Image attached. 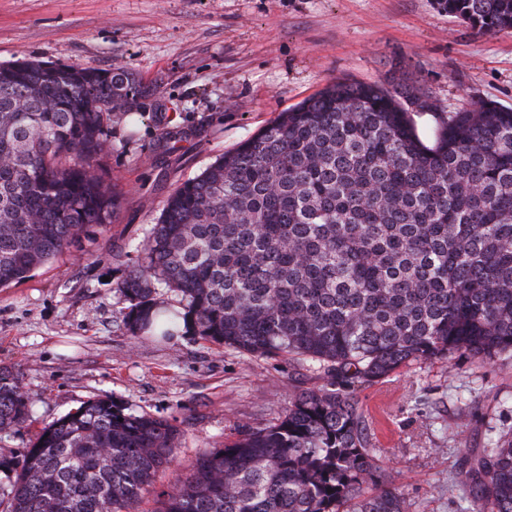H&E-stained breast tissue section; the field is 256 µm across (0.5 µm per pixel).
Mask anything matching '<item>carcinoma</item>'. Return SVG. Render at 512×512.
<instances>
[{"mask_svg":"<svg viewBox=\"0 0 512 512\" xmlns=\"http://www.w3.org/2000/svg\"><path fill=\"white\" fill-rule=\"evenodd\" d=\"M482 34L512 29V0H438ZM393 89L334 82L279 114L167 198L118 286L134 333L175 335L156 302L182 299L185 330L252 357L319 365L281 420L202 453L155 512H405L360 495L378 467L348 389L410 361L512 353V107L482 102L437 121L425 143ZM123 68L0 65V287L20 284L121 194L99 173L104 120L141 95ZM31 397L0 367V433ZM162 417L111 398L0 454V512H138L176 454ZM477 512H512V432L459 449Z\"/></svg>","mask_w":512,"mask_h":512,"instance_id":"1","label":"carcinoma"}]
</instances>
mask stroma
<instances>
[{"instance_id":"stroma-1","label":"stroma","mask_w":512,"mask_h":512,"mask_svg":"<svg viewBox=\"0 0 512 512\" xmlns=\"http://www.w3.org/2000/svg\"><path fill=\"white\" fill-rule=\"evenodd\" d=\"M122 67L144 87L107 122L104 178L122 194L111 224L82 235L17 285L0 287V367L31 416L0 433L22 454L36 434L100 395L178 430L155 488L206 451L277 423L323 374L297 357L254 358L188 333L133 334L117 289L168 196L279 112L336 80L389 84L402 65L428 111L512 105V30L476 33L438 0H0V64ZM350 395L384 485L406 512H475L457 483L463 448L512 430V359L413 361Z\"/></svg>"}]
</instances>
